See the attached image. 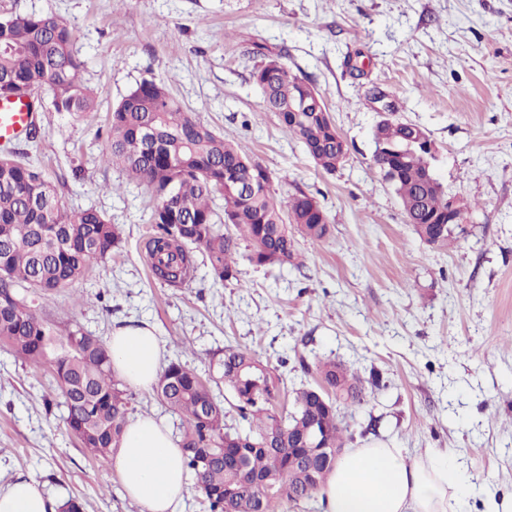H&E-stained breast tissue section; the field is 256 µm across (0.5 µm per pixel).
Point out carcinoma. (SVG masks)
Masks as SVG:
<instances>
[{"mask_svg":"<svg viewBox=\"0 0 512 512\" xmlns=\"http://www.w3.org/2000/svg\"><path fill=\"white\" fill-rule=\"evenodd\" d=\"M72 44L70 28L54 15L0 18V88L45 87L58 112L80 117L94 111L93 92L80 80L84 61ZM252 77L264 110L278 115L318 168L336 171L347 146L326 107L297 109L304 97L320 96L318 90L291 75L280 54L265 56ZM145 127L156 130L153 140L143 135ZM423 132L381 117L372 130V162L398 197L406 223L425 243L446 248L460 224H439L447 216L448 192L440 180L427 178L436 158L419 143ZM103 158L154 188L149 264L169 285L191 280L197 250L207 255L215 280L237 279V242L224 233L226 224L249 242L248 260L257 266H293L295 234L314 243L330 232L315 197L301 192L276 198L261 184L266 166L185 111L163 80L140 82L112 107ZM120 242L119 227L103 213L65 210L34 165L0 155V345L54 375L68 430L102 459L120 445L128 394L113 375L106 344L77 326L57 332L38 315L36 299L83 280ZM212 365L246 427L226 425L213 387L178 360L168 363L154 386L161 403L184 420L178 445L208 512H276L290 489L311 498L329 470L313 479L300 459L319 448L344 447L349 425L341 408L362 404L363 378L325 361L318 368L320 384L293 389L292 411L283 415L275 410L279 383L255 353L226 348ZM240 456L251 473L273 479L284 491L268 492L239 478Z\"/></svg>","mask_w":512,"mask_h":512,"instance_id":"carcinoma-1","label":"carcinoma"}]
</instances>
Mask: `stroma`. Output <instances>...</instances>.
<instances>
[{"label": "stroma", "instance_id": "35a3bbf8", "mask_svg": "<svg viewBox=\"0 0 512 512\" xmlns=\"http://www.w3.org/2000/svg\"><path fill=\"white\" fill-rule=\"evenodd\" d=\"M14 13L69 26L98 108L72 118L39 91L37 136L12 149L66 210L97 209L122 231L83 280L41 300V316L103 339L148 323L165 359L203 376L227 346L287 363L282 411L292 387L319 384L321 361L376 372L380 387L345 411L353 447L382 441L411 458L451 448L479 491L512 499V0H0V17ZM258 44L319 90L348 145L336 172L318 169L264 111L251 77ZM152 78L245 145L272 172L276 197L303 191L321 204L330 233L315 245L298 238L299 266L243 259L219 285L199 252L189 285L155 278V194L101 160L112 106ZM384 103L428 133L437 177L469 206L448 248L418 237L371 164ZM53 386L46 369L0 346V488L21 476L80 499L84 512H140L111 461L83 448L62 410H46Z\"/></svg>", "mask_w": 512, "mask_h": 512}]
</instances>
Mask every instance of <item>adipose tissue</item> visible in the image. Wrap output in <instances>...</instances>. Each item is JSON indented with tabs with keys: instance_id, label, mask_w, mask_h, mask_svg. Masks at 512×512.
I'll return each mask as SVG.
<instances>
[{
	"instance_id": "1",
	"label": "adipose tissue",
	"mask_w": 512,
	"mask_h": 512,
	"mask_svg": "<svg viewBox=\"0 0 512 512\" xmlns=\"http://www.w3.org/2000/svg\"><path fill=\"white\" fill-rule=\"evenodd\" d=\"M112 368L133 387L153 386L162 349L149 326L115 328ZM112 466L141 512H173L187 490L182 452L162 422L145 416L127 424ZM472 475L451 451L411 459L383 443L354 448L338 460L319 490L322 512H468ZM58 504L31 481L0 490V512H57Z\"/></svg>"
}]
</instances>
